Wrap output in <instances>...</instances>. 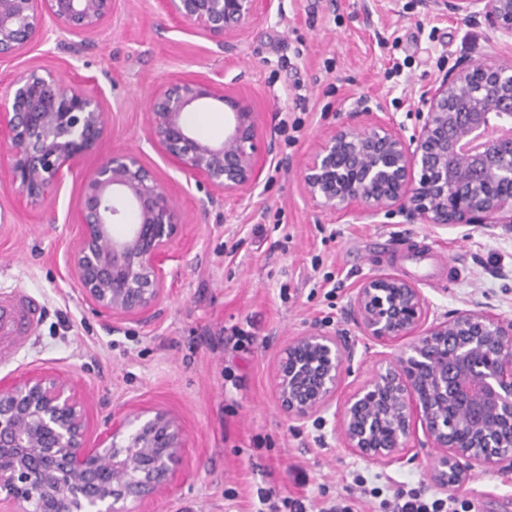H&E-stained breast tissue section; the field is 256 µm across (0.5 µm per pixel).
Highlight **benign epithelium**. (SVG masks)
Segmentation results:
<instances>
[{
  "instance_id": "1",
  "label": "benign epithelium",
  "mask_w": 512,
  "mask_h": 512,
  "mask_svg": "<svg viewBox=\"0 0 512 512\" xmlns=\"http://www.w3.org/2000/svg\"><path fill=\"white\" fill-rule=\"evenodd\" d=\"M190 33L237 37L264 0H160ZM442 16L482 20L498 35L480 58L459 60L415 100L412 130L363 99L352 119L320 132L301 170L314 208L358 220L402 217L443 227L512 229V136L463 145L490 123L512 124V0H425ZM112 0H0V57L21 54L52 22L76 37L102 30ZM94 76L68 82L29 66L0 84V188L38 208L57 198L77 160L106 129V97ZM217 106L224 139H202L186 113ZM147 142L165 162L206 190L207 202L254 189L273 146L257 141L251 102L211 76L158 87L146 116ZM72 217L78 237L63 254L82 300L120 326L157 317L173 243L182 238L173 195L141 153L103 159L83 179ZM126 230L114 234L112 225ZM355 323L384 346L410 343L347 395L337 431L350 453L383 466L401 464L422 429L436 450L429 476L464 483L477 468L512 471V321L490 310L431 318L421 288L373 274L350 304ZM352 348L311 326L288 338L276 360L282 413L303 424L336 404ZM187 437L178 417L158 409L112 415L88 439L77 378L56 371L0 377V512H130L128 502L163 493L181 472Z\"/></svg>"
}]
</instances>
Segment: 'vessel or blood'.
I'll return each mask as SVG.
<instances>
[{"label":"vessel or blood","instance_id":"1","mask_svg":"<svg viewBox=\"0 0 512 512\" xmlns=\"http://www.w3.org/2000/svg\"><path fill=\"white\" fill-rule=\"evenodd\" d=\"M41 314L40 303L24 290L0 294V364L13 361L27 345Z\"/></svg>","mask_w":512,"mask_h":512}]
</instances>
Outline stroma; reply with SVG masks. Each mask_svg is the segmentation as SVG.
Masks as SVG:
<instances>
[{"label":"stroma","mask_w":512,"mask_h":512,"mask_svg":"<svg viewBox=\"0 0 512 512\" xmlns=\"http://www.w3.org/2000/svg\"><path fill=\"white\" fill-rule=\"evenodd\" d=\"M493 37L485 25L431 12L423 0H272L228 47L185 32L158 0H114L100 35L76 38L54 25L16 57L0 58V81L29 65L65 79L96 76L107 126L55 201L19 206L0 190V292L24 288L43 304L29 346L0 365V376L32 368L71 371L85 391L91 428L114 411L167 409L187 435L183 477L136 512H259V489L303 500L308 512L345 496L360 512H382L356 485L420 486L473 502L476 512H512V473L475 470L448 489L433 482L435 454L423 432L414 459L383 467L345 450L332 422L295 426L273 384L288 338L318 325L354 345L341 394L369 380L394 350L370 343L349 314L351 297L372 273L422 289L431 314L489 309L512 320V229L368 224L315 209L299 172L313 139L348 118L359 96L385 100L406 125L414 91ZM190 72L220 73L256 112L259 143H274L257 187L217 205L182 192L184 175L146 141L153 91ZM302 117L286 146L283 121ZM138 150L170 190L186 226L173 245L169 293L154 321L113 328L85 305L62 255L76 235L68 215L82 181L105 157ZM244 329L241 346L228 338Z\"/></svg>","instance_id":"obj_1"}]
</instances>
